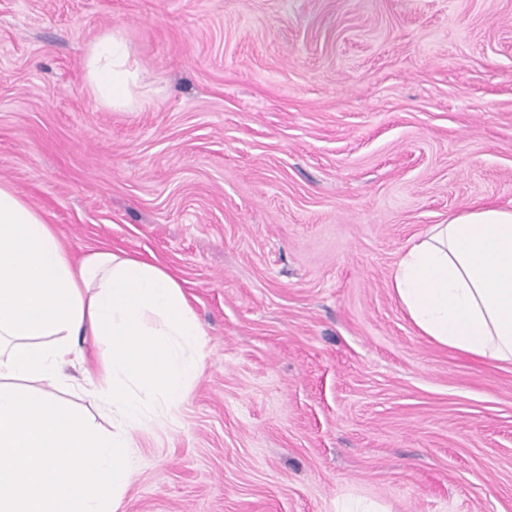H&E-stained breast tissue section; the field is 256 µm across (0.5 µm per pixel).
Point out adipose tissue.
<instances>
[{
    "label": "adipose tissue",
    "instance_id": "1",
    "mask_svg": "<svg viewBox=\"0 0 512 512\" xmlns=\"http://www.w3.org/2000/svg\"><path fill=\"white\" fill-rule=\"evenodd\" d=\"M85 67L99 103L134 106L142 75L120 33L102 36ZM390 288L435 343L512 362V210L477 202L433 225L399 254ZM203 336L167 269L123 250L73 255L0 181V512H118L133 434L175 418L201 376ZM62 391L101 402L111 430Z\"/></svg>",
    "mask_w": 512,
    "mask_h": 512
}]
</instances>
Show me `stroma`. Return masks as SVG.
Returning a JSON list of instances; mask_svg holds the SVG:
<instances>
[{
	"instance_id": "1",
	"label": "stroma",
	"mask_w": 512,
	"mask_h": 512,
	"mask_svg": "<svg viewBox=\"0 0 512 512\" xmlns=\"http://www.w3.org/2000/svg\"><path fill=\"white\" fill-rule=\"evenodd\" d=\"M120 32L147 95L84 67ZM0 180L205 333L120 512H512V363L422 336L399 253L512 210V0H0ZM86 77L96 100L115 111L134 106L141 95V71L131 63L130 52L120 33L102 36L90 49ZM336 512H388L377 502L362 498L348 496L342 498L336 504Z\"/></svg>"
}]
</instances>
